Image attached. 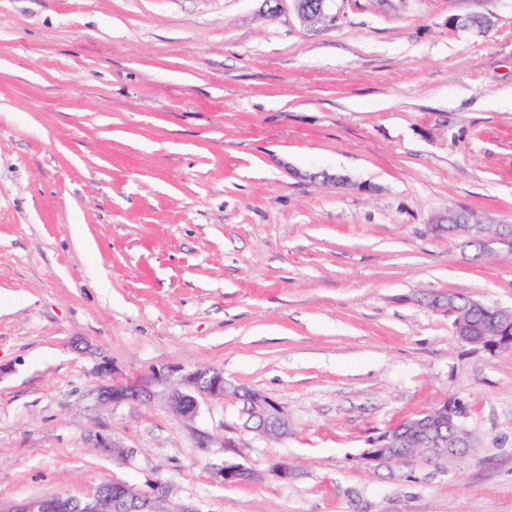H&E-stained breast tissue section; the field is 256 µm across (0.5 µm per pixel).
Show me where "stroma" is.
Segmentation results:
<instances>
[{
  "instance_id": "35a3bbf8",
  "label": "stroma",
  "mask_w": 512,
  "mask_h": 512,
  "mask_svg": "<svg viewBox=\"0 0 512 512\" xmlns=\"http://www.w3.org/2000/svg\"><path fill=\"white\" fill-rule=\"evenodd\" d=\"M333 12L314 32L293 0H0V512L104 480L197 512H512V350L424 301L512 307V251L443 222L512 221V0ZM104 360L220 369L288 436L233 393L191 419L102 404ZM453 398L460 461L370 466Z\"/></svg>"
}]
</instances>
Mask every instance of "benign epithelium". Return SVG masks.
<instances>
[{"label":"benign epithelium","mask_w":512,"mask_h":512,"mask_svg":"<svg viewBox=\"0 0 512 512\" xmlns=\"http://www.w3.org/2000/svg\"><path fill=\"white\" fill-rule=\"evenodd\" d=\"M474 242L487 249L494 243L511 244L512 238L500 233H487L482 228H476ZM457 339L473 346H484L492 352L512 341V308H495V316L491 323L480 329L483 339L476 340L474 327L470 324H459L453 328ZM164 394L170 408L186 418H192L198 411L196 395L217 400L224 398V376L213 378L207 390L198 389L191 381L190 374L175 367L154 369L147 376L120 381L112 379V383L103 387L102 400L109 404H119L139 400L155 394V390ZM260 416L270 417L279 423L282 436L288 434V418L280 406L261 408ZM457 418V433L448 437L430 438L431 457L448 460V464L456 463L463 455V448L470 446L469 433L465 427V417L457 414L454 406H448V418ZM167 491L163 487H155L153 494L141 496L130 491L129 487L118 483L115 490L108 495L96 490L84 497L57 496L44 505L50 512H167L165 502ZM36 501L22 503L15 512H34L44 507Z\"/></svg>","instance_id":"obj_1"}]
</instances>
